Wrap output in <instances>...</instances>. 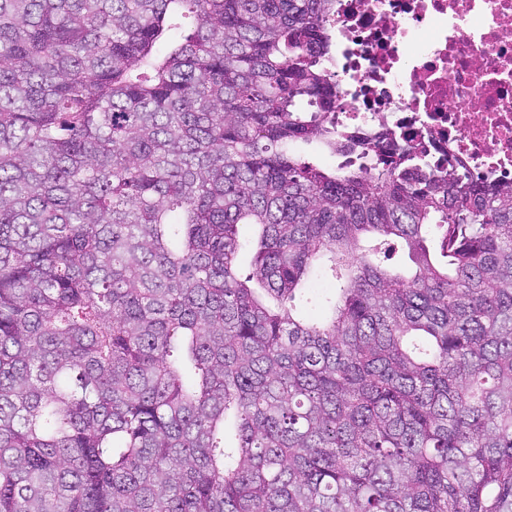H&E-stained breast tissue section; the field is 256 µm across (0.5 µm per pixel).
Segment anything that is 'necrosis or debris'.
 <instances>
[{"instance_id":"obj_1","label":"necrosis or debris","mask_w":512,"mask_h":512,"mask_svg":"<svg viewBox=\"0 0 512 512\" xmlns=\"http://www.w3.org/2000/svg\"><path fill=\"white\" fill-rule=\"evenodd\" d=\"M329 33L346 159L512 183V0H336Z\"/></svg>"}]
</instances>
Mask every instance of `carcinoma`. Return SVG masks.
<instances>
[{
	"label": "carcinoma",
	"instance_id": "carcinoma-1",
	"mask_svg": "<svg viewBox=\"0 0 512 512\" xmlns=\"http://www.w3.org/2000/svg\"><path fill=\"white\" fill-rule=\"evenodd\" d=\"M332 15L0 0V512H512V185L305 159Z\"/></svg>",
	"mask_w": 512,
	"mask_h": 512
}]
</instances>
